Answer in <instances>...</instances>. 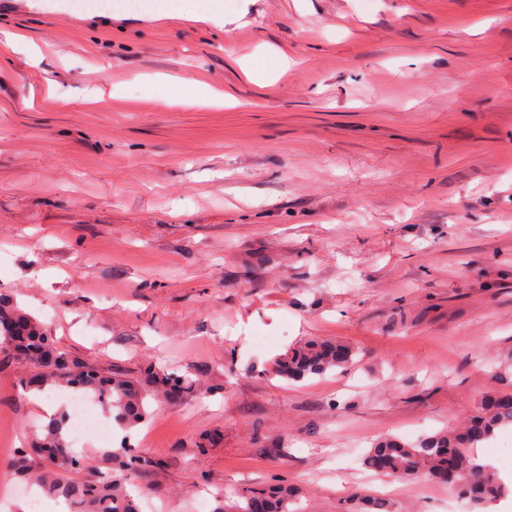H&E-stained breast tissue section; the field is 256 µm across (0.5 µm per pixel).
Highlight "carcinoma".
Returning <instances> with one entry per match:
<instances>
[{
	"label": "carcinoma",
	"instance_id": "1",
	"mask_svg": "<svg viewBox=\"0 0 512 512\" xmlns=\"http://www.w3.org/2000/svg\"><path fill=\"white\" fill-rule=\"evenodd\" d=\"M0 348L34 365L37 373L29 382L31 388L66 385L95 397L126 428L148 419V399L162 394L176 401L192 394L197 383L189 370L177 374L151 368L137 383L120 374L103 375L59 348L35 316L2 296ZM354 356L345 345L309 340L277 358L274 373L301 381L342 368ZM484 405L487 413L475 417L459 434L439 432L414 443L395 438L376 442L364 458L365 466L388 474L431 478L480 505L487 497L503 493L504 486L464 449L488 440L496 428L512 425V394H490ZM67 424L68 418L62 414L35 431L30 446L17 455L19 476L31 480L46 497L67 502L73 512H141L138 498L128 487L134 485V474L148 466L149 460L126 447L110 449L102 453L101 463L111 475L101 477L94 461L71 448ZM297 496L298 489L288 484L248 488L230 505L217 497L212 512H255L259 502L263 512H300Z\"/></svg>",
	"mask_w": 512,
	"mask_h": 512
}]
</instances>
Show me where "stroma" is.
<instances>
[{
  "label": "stroma",
  "instance_id": "35a3bbf8",
  "mask_svg": "<svg viewBox=\"0 0 512 512\" xmlns=\"http://www.w3.org/2000/svg\"><path fill=\"white\" fill-rule=\"evenodd\" d=\"M222 2L195 20L0 0V33L38 46L0 50V295L102 372L197 375L84 441L150 459L142 512L281 482L307 512H471L361 458L512 393V0ZM277 49L293 64L272 85L243 77ZM154 77L232 102L165 107ZM310 339L356 357L274 376ZM31 374L0 353V512L27 498L9 464L43 402L69 394L33 398ZM473 454L507 488L481 512H512V426Z\"/></svg>",
  "mask_w": 512,
  "mask_h": 512
}]
</instances>
